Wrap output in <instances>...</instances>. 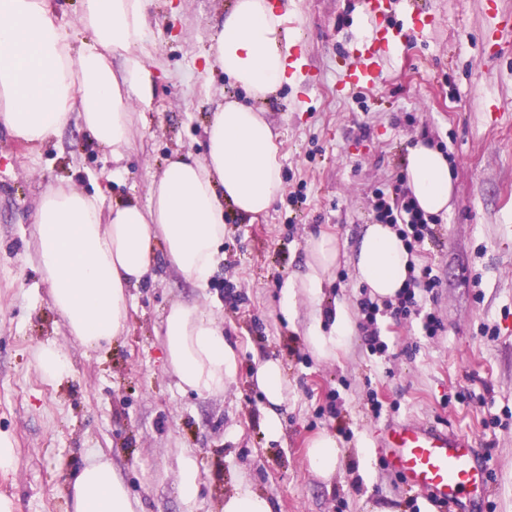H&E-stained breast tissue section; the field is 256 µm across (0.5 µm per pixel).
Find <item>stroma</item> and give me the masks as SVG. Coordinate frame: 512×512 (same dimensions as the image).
Segmentation results:
<instances>
[{"mask_svg": "<svg viewBox=\"0 0 512 512\" xmlns=\"http://www.w3.org/2000/svg\"><path fill=\"white\" fill-rule=\"evenodd\" d=\"M233 3L152 0L151 62L161 79L152 106L135 116L136 149L125 160L113 162L75 122L40 148L0 132V152L13 158L0 164V432L16 452L13 469L0 471V496L13 512H73L70 482L98 454L144 512H185L175 471L187 454L201 482L194 512H222L242 477L274 512H437L381 462L380 431L411 421L469 436L495 475L493 512H512V28L498 18L512 13V0L495 10L486 0H417L430 25L386 47L377 82L348 98L336 92L345 67L377 30L405 24L408 0L377 17L362 0H289L300 79L262 105L279 135L284 196L253 220L228 212L224 258L206 289L157 259L154 280L132 291L128 331L107 354L66 336L34 256L42 190L68 182L110 204L143 203L166 157L202 153L209 109L230 89L222 73L203 74L202 57ZM418 139L442 148L454 179L435 240L414 254L440 280L426 305L444 329L429 338L417 324L378 315L387 349L374 353L361 327L368 290L351 259L375 221L376 191L405 184L407 148ZM294 191L303 197L292 206ZM323 232L340 248L324 305L343 302L357 326L329 361L305 341L316 317L309 303L299 301L289 319L280 312L285 281L305 269L308 238ZM176 301L199 302L223 322L238 362L224 393H183L166 373L159 333ZM48 342L67 350L69 377L40 375L34 348ZM268 358L288 381L275 439L253 380ZM374 396L383 403L377 416ZM324 432L343 451L328 481L306 457Z\"/></svg>", "mask_w": 512, "mask_h": 512, "instance_id": "35a3bbf8", "label": "stroma"}]
</instances>
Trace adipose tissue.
Masks as SVG:
<instances>
[{
  "instance_id": "1",
  "label": "adipose tissue",
  "mask_w": 512,
  "mask_h": 512,
  "mask_svg": "<svg viewBox=\"0 0 512 512\" xmlns=\"http://www.w3.org/2000/svg\"><path fill=\"white\" fill-rule=\"evenodd\" d=\"M151 0H82L80 24L88 41L74 45L51 0H0V130L39 148L70 121L119 162L134 148L133 106H150L157 73L148 62ZM283 0H235L205 56L252 99L225 98L206 128L203 156L177 151L152 175L147 204L106 205L100 194L68 184L47 186L33 220L36 259L53 307L69 338L88 351L105 349L129 327L133 288L153 276L156 248L185 280L207 288L221 260L225 206L254 218L283 189L279 145L257 104L295 81L296 37L285 26ZM120 64H113V57ZM407 185L425 214L447 213L453 182L448 160L425 141L408 152ZM303 274L288 278L281 311L297 297L321 310L323 288L340 257L337 240L307 241ZM410 255L397 231L371 224L353 257L355 275L373 298L394 299L408 278ZM331 328L310 325L308 345L322 358L354 333L343 305ZM164 368L184 392L219 394L233 383L237 363L224 330L199 304L175 302L161 328ZM253 379L266 399L265 432L281 433L288 384L280 361L259 363ZM74 512H138L117 468L97 459L72 484Z\"/></svg>"
}]
</instances>
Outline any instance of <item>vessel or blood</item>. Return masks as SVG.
Here are the masks:
<instances>
[{
  "instance_id": "1",
  "label": "vessel or blood",
  "mask_w": 512,
  "mask_h": 512,
  "mask_svg": "<svg viewBox=\"0 0 512 512\" xmlns=\"http://www.w3.org/2000/svg\"><path fill=\"white\" fill-rule=\"evenodd\" d=\"M377 77L376 53L363 46L344 71L340 90L369 87ZM379 446L405 482L424 490L442 512H472V504L489 495L487 465L465 435L407 422L387 427Z\"/></svg>"
}]
</instances>
